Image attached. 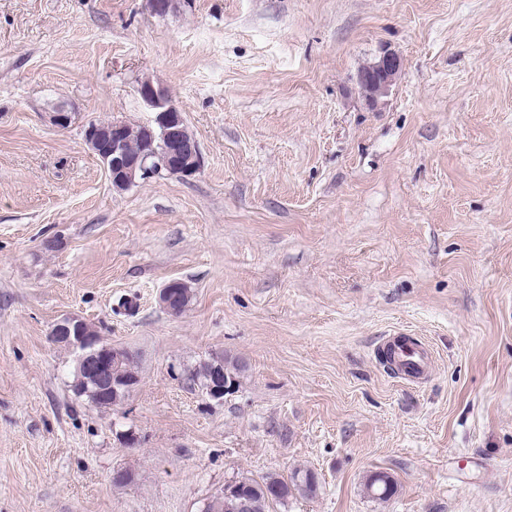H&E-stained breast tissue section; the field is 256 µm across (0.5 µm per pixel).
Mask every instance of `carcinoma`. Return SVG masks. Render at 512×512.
<instances>
[{
	"label": "carcinoma",
	"instance_id": "carcinoma-1",
	"mask_svg": "<svg viewBox=\"0 0 512 512\" xmlns=\"http://www.w3.org/2000/svg\"><path fill=\"white\" fill-rule=\"evenodd\" d=\"M241 371H243V367L238 360L224 359V379L228 385L238 386ZM238 482L239 489L252 496L257 512H270L272 505L283 504L297 495L312 499L318 495L321 489L318 474L307 467L294 469L286 479L276 474H269L259 480L246 476L240 477ZM364 489L367 496L387 501L396 494L397 483L391 475L376 472L366 479Z\"/></svg>",
	"mask_w": 512,
	"mask_h": 512
}]
</instances>
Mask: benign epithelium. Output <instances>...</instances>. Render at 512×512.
<instances>
[{
	"label": "benign epithelium",
	"instance_id": "1",
	"mask_svg": "<svg viewBox=\"0 0 512 512\" xmlns=\"http://www.w3.org/2000/svg\"><path fill=\"white\" fill-rule=\"evenodd\" d=\"M401 68L400 56L389 49L379 55L377 61L362 70L358 81L372 89L367 102L373 108L383 103L390 94L396 75ZM137 94L143 105L154 114L152 123L143 126V141L138 154L131 156L125 148L124 123L112 122V132L98 127H88L84 140L106 168L112 186H128L135 176L146 178L166 172L180 177H190L201 165L198 144L186 142L179 136L185 123L182 112L172 103L166 90L149 78L140 81ZM74 349L84 351L78 359V370L85 373V387L92 394L105 390H132L135 379L122 373L120 364L127 350L106 344L96 336L77 335L69 341ZM227 495L232 498L234 512H252L253 501L236 489Z\"/></svg>",
	"mask_w": 512,
	"mask_h": 512
}]
</instances>
